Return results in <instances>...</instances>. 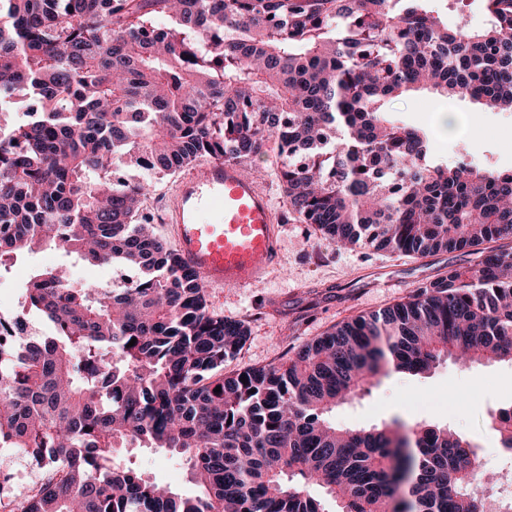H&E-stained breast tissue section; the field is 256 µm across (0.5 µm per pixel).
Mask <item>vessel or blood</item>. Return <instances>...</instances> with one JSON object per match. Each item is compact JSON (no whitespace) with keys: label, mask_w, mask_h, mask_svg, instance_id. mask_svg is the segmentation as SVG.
<instances>
[{"label":"vessel or blood","mask_w":512,"mask_h":512,"mask_svg":"<svg viewBox=\"0 0 512 512\" xmlns=\"http://www.w3.org/2000/svg\"><path fill=\"white\" fill-rule=\"evenodd\" d=\"M182 258L210 285H261L279 262L281 214L233 161H211L185 177L162 206Z\"/></svg>","instance_id":"vessel-or-blood-1"}]
</instances>
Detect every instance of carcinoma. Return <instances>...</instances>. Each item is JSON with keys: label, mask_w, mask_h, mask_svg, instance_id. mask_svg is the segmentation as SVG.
<instances>
[{"label": "carcinoma", "mask_w": 512, "mask_h": 512, "mask_svg": "<svg viewBox=\"0 0 512 512\" xmlns=\"http://www.w3.org/2000/svg\"><path fill=\"white\" fill-rule=\"evenodd\" d=\"M428 2L0 0V112L19 113L0 124V266L50 248L138 272L112 290L30 276L26 303L54 333L0 336V444L54 458L0 512H512L464 434L326 419L389 368L512 362V173L433 164L427 135L386 109L426 90L512 112V0H483L471 31ZM269 151L289 212L337 245L469 266L224 373L249 327L208 310L142 198L154 172ZM489 417L512 449L508 411ZM126 448L181 457L196 495Z\"/></svg>", "instance_id": "1"}]
</instances>
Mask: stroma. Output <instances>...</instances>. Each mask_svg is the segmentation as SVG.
<instances>
[{
	"mask_svg": "<svg viewBox=\"0 0 512 512\" xmlns=\"http://www.w3.org/2000/svg\"><path fill=\"white\" fill-rule=\"evenodd\" d=\"M445 22L469 27L487 24L483 0H430ZM389 109L401 123L427 132L435 162L466 156L478 165L512 169V112L479 108L467 98L445 99L420 91L392 100ZM461 120L455 133L443 134L438 113ZM275 155L254 159L252 175L267 189L273 207L283 213L280 262L255 288H212L208 303L214 314L247 321L250 337L243 351L224 365L231 372L274 364L287 350L318 336L332 325L359 313L382 310L403 298L437 271L467 265L460 251L426 257L397 255L371 247L347 250L324 238L312 225L289 216L288 198L275 178ZM67 267L71 281L106 285L116 277L115 266H93L54 250L25 254L0 271V296L23 285L39 267ZM512 406V363L462 366L445 362L431 374L400 372L374 378L365 395L336 406L328 420L341 428H360L393 421L412 426L430 421L463 432L479 454L497 450L496 433L487 421L491 409ZM129 458L147 475L182 493L193 492L182 462L169 452L138 448Z\"/></svg>",
	"mask_w": 512,
	"mask_h": 512,
	"instance_id": "obj_1",
	"label": "stroma"
}]
</instances>
